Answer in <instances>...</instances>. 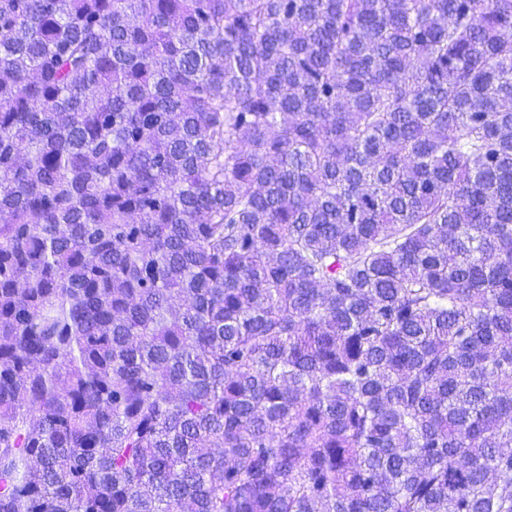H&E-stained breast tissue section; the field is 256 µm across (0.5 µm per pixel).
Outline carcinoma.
<instances>
[{
  "mask_svg": "<svg viewBox=\"0 0 512 512\" xmlns=\"http://www.w3.org/2000/svg\"><path fill=\"white\" fill-rule=\"evenodd\" d=\"M0 512H512V0H0Z\"/></svg>",
  "mask_w": 512,
  "mask_h": 512,
  "instance_id": "cac0c4a2",
  "label": "carcinoma"
}]
</instances>
